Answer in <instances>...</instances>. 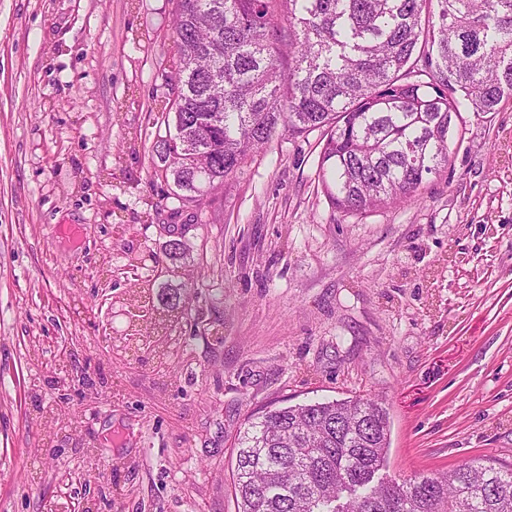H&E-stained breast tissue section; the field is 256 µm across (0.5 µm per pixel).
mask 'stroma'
<instances>
[{"instance_id": "stroma-1", "label": "stroma", "mask_w": 512, "mask_h": 512, "mask_svg": "<svg viewBox=\"0 0 512 512\" xmlns=\"http://www.w3.org/2000/svg\"><path fill=\"white\" fill-rule=\"evenodd\" d=\"M172 8L0 0V512H236L247 419L352 396L389 412L382 478L512 465V95L462 107L405 203L332 207L316 130L176 213L150 154ZM156 278L189 296L168 352L114 350L113 297Z\"/></svg>"}]
</instances>
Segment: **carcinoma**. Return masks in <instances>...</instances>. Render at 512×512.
Segmentation results:
<instances>
[{
  "label": "carcinoma",
  "mask_w": 512,
  "mask_h": 512,
  "mask_svg": "<svg viewBox=\"0 0 512 512\" xmlns=\"http://www.w3.org/2000/svg\"><path fill=\"white\" fill-rule=\"evenodd\" d=\"M156 125L210 150L209 175L151 152L164 198L200 207L280 131L321 129L331 204L366 214L414 198L448 164L460 107L512 92V0H173ZM390 417L363 397L268 410L238 438V512H512V467L374 482Z\"/></svg>",
  "instance_id": "1"
}]
</instances>
